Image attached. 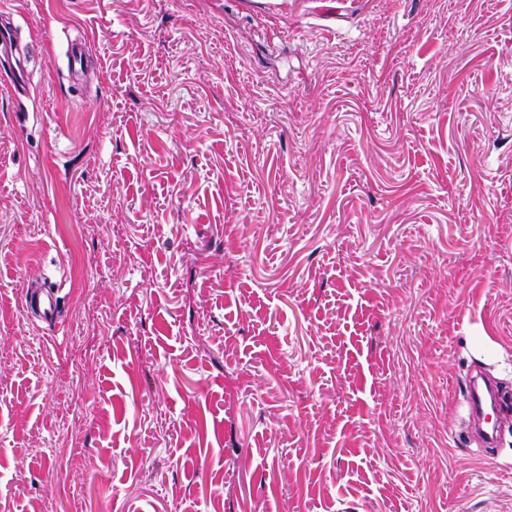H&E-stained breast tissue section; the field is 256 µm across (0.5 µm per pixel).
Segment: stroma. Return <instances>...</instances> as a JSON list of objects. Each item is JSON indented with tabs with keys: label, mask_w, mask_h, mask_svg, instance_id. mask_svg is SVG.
<instances>
[{
	"label": "stroma",
	"mask_w": 512,
	"mask_h": 512,
	"mask_svg": "<svg viewBox=\"0 0 512 512\" xmlns=\"http://www.w3.org/2000/svg\"><path fill=\"white\" fill-rule=\"evenodd\" d=\"M4 6L0 499L512 512V0ZM3 7V2L0 9V66L7 65L12 72L9 75L12 84L20 89H26L29 84V77L26 75L24 67L20 60L13 61L12 58L6 56L5 49L10 45L12 40V29L10 24L6 22V16H10ZM59 288L28 286L25 293L26 307L38 321L55 323L59 317ZM481 380V382H480ZM469 418L476 421L485 416L488 410L495 411L512 405V396L506 395L480 375L472 377L468 389Z\"/></svg>",
	"instance_id": "obj_1"
}]
</instances>
